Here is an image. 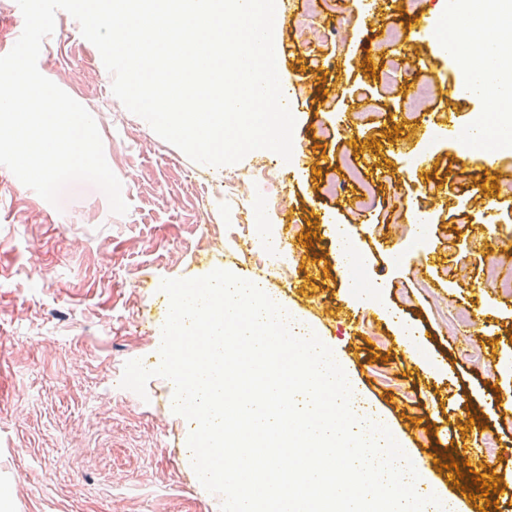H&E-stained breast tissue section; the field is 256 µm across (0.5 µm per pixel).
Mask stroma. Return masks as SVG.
<instances>
[{"instance_id": "stroma-1", "label": "stroma", "mask_w": 512, "mask_h": 512, "mask_svg": "<svg viewBox=\"0 0 512 512\" xmlns=\"http://www.w3.org/2000/svg\"><path fill=\"white\" fill-rule=\"evenodd\" d=\"M403 6L276 0L292 156L254 150L219 168L130 113L78 22L57 13L38 69L94 118L129 210L112 214L84 182L53 207L0 166V469L19 476L0 512H219L221 496L191 466L172 383L150 378L143 398L118 386L127 360L160 363L162 279L216 269L262 278L314 327L430 484L443 481L433 441L471 449L489 434L511 451L495 471L512 477V413L487 403L492 389L512 394V293L487 284L512 249V195L499 189L512 182V141L486 126L491 102L449 90L456 61L435 52L433 33H405ZM368 12L369 29L358 22ZM382 55L399 64L390 90L371 73ZM88 67L102 82L83 79ZM427 77L438 92L421 108L435 120L424 138L403 97ZM348 159L377 187L369 209L353 202ZM332 174L345 184L337 196L324 183ZM227 176L230 196L214 184ZM409 210L422 223H405ZM340 226L355 253L345 273ZM460 309L472 325L456 322ZM401 337L417 361L399 355Z\"/></svg>"}]
</instances>
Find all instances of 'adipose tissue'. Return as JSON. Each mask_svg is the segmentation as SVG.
I'll list each match as a JSON object with an SVG mask.
<instances>
[{
  "mask_svg": "<svg viewBox=\"0 0 512 512\" xmlns=\"http://www.w3.org/2000/svg\"><path fill=\"white\" fill-rule=\"evenodd\" d=\"M444 14L484 23L487 17H512V0H445ZM462 72L471 76L480 94L498 106V121L503 129L512 128V63L489 59L487 52L456 51Z\"/></svg>",
  "mask_w": 512,
  "mask_h": 512,
  "instance_id": "adipose-tissue-1",
  "label": "adipose tissue"
}]
</instances>
